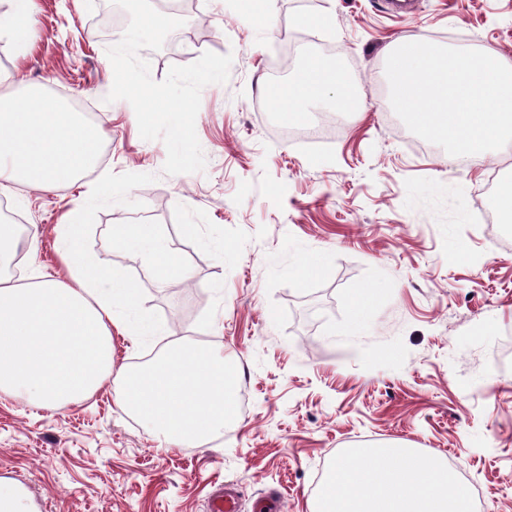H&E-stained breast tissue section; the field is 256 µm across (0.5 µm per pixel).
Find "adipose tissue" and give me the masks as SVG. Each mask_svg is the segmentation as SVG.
Segmentation results:
<instances>
[{"mask_svg":"<svg viewBox=\"0 0 512 512\" xmlns=\"http://www.w3.org/2000/svg\"><path fill=\"white\" fill-rule=\"evenodd\" d=\"M308 60L271 99L282 120L296 123L308 103L344 84ZM16 76L0 71V192L23 183L50 192L93 168L99 129L59 100L31 89L17 96ZM82 208L58 228L68 280L39 275L19 287L0 278V393L57 410L117 379L115 404L166 442L203 445L237 418L235 365L208 344L175 340L147 367L112 372V331L126 329L138 290L112 278L83 251ZM115 242L144 251L160 269L189 279L163 235L145 224L118 223ZM465 487L435 456L398 445L360 448L334 463L313 512H469Z\"/></svg>","mask_w":512,"mask_h":512,"instance_id":"ef3b65f1","label":"adipose tissue"}]
</instances>
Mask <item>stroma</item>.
I'll use <instances>...</instances> for the list:
<instances>
[{"label":"stroma","instance_id":"35a3bbf8","mask_svg":"<svg viewBox=\"0 0 512 512\" xmlns=\"http://www.w3.org/2000/svg\"><path fill=\"white\" fill-rule=\"evenodd\" d=\"M111 0H38L27 49L0 36V69L69 107L94 113L103 152L57 193L6 196L33 270L65 277L56 228L85 209L84 251L139 290V312L175 338L224 349L248 407L203 446H163L114 403V383L62 410L0 394V484L22 512H208L216 487L255 512L280 496L310 512L325 469L349 449L391 442L457 461L476 482L477 512H512V244L472 215L512 154L456 168L391 122L385 63L394 41L477 49L512 62V0H275L269 29L237 0H197L161 50H141L154 80L206 51L232 54L226 83L201 92L195 129L203 171L168 175L162 140L139 134L132 106L107 102ZM325 18L322 26L314 18ZM302 33L289 60L282 32ZM332 52L365 108L314 142L267 119L274 70L294 76ZM159 229L192 277L162 273L111 240L119 220ZM322 260L318 275L298 276ZM372 301L349 328L354 292ZM317 308L297 326L300 301Z\"/></svg>","mask_w":512,"mask_h":512}]
</instances>
